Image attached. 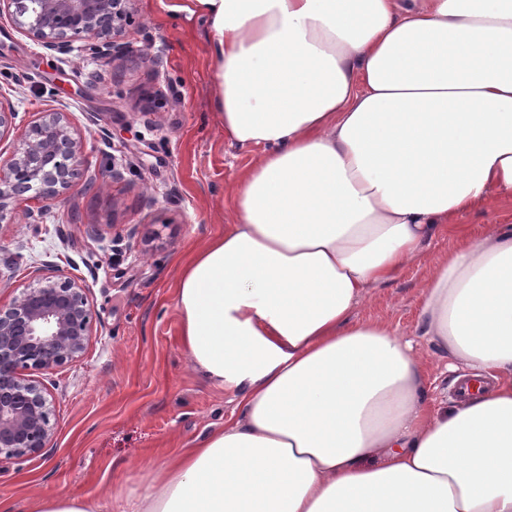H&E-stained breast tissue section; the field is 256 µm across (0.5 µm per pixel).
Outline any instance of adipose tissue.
Masks as SVG:
<instances>
[{"label": "adipose tissue", "instance_id": "ef3b65f1", "mask_svg": "<svg viewBox=\"0 0 512 512\" xmlns=\"http://www.w3.org/2000/svg\"><path fill=\"white\" fill-rule=\"evenodd\" d=\"M226 139L259 148L180 265L193 369L233 414L126 512H512V0H192ZM415 326L487 389L435 405L372 289L435 238ZM457 222L465 224L475 236L489 224H512V202L500 200L480 206L461 216Z\"/></svg>", "mask_w": 512, "mask_h": 512}]
</instances>
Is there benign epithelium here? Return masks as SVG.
<instances>
[{
	"mask_svg": "<svg viewBox=\"0 0 512 512\" xmlns=\"http://www.w3.org/2000/svg\"><path fill=\"white\" fill-rule=\"evenodd\" d=\"M21 34L62 59L80 51L97 62L121 49L116 37L131 21L130 0H0ZM18 110L0 96V138L16 127ZM86 160L73 138L68 113L44 112L25 131L23 148L0 164V221L23 193L59 199ZM92 307L82 282L63 274L36 283L0 304V465L46 450L55 434L53 403L43 384L20 373H42L86 351Z\"/></svg>",
	"mask_w": 512,
	"mask_h": 512,
	"instance_id": "benign-epithelium-1",
	"label": "benign epithelium"
}]
</instances>
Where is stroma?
<instances>
[{
  "label": "stroma",
  "mask_w": 512,
  "mask_h": 512,
  "mask_svg": "<svg viewBox=\"0 0 512 512\" xmlns=\"http://www.w3.org/2000/svg\"><path fill=\"white\" fill-rule=\"evenodd\" d=\"M189 0H132L128 50L102 66L80 54L57 60L0 19V95L19 111L0 158L20 150L28 122L68 112L83 143V178L27 223L29 199L0 222V301L36 274L56 270L87 287L94 308L83 357L45 372L56 430L49 448L0 472V505L35 512L49 493L88 499L136 490L149 461L187 447L229 417L223 388L190 366L174 287L181 260L230 223L229 197L258 150L225 139L215 114L210 34ZM120 169L121 179L111 177ZM434 240L417 261L360 305L411 335L430 269L455 246ZM437 403L449 404L455 372L425 340Z\"/></svg>",
  "instance_id": "35a3bbf8"
}]
</instances>
